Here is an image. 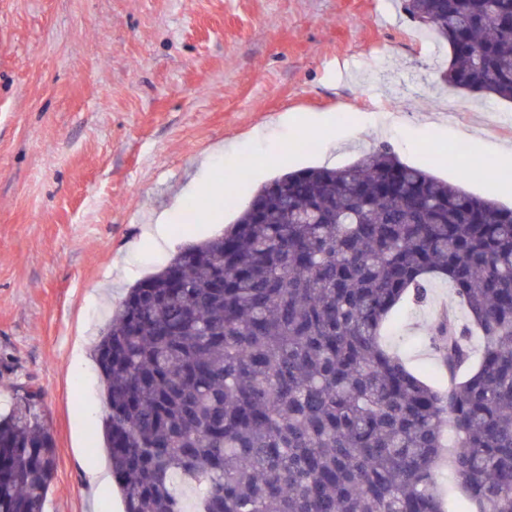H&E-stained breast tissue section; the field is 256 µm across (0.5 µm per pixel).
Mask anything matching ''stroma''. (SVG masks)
<instances>
[{
	"mask_svg": "<svg viewBox=\"0 0 512 512\" xmlns=\"http://www.w3.org/2000/svg\"><path fill=\"white\" fill-rule=\"evenodd\" d=\"M449 57L398 0H0V411L15 387L42 392L57 453L45 512H122L116 485L83 475L108 466L95 346L127 288L223 232L273 177L386 143L412 166L441 155L439 178L512 206L448 161L463 131L486 154L512 148V103L444 84ZM287 115L345 135L325 145ZM359 118L380 131L357 132ZM218 146L243 174L225 179ZM263 153L280 164L258 172ZM190 200L200 217L175 224L166 252L143 242L153 217ZM444 306L465 315L439 282L427 306L400 308L386 345L435 372Z\"/></svg>",
	"mask_w": 512,
	"mask_h": 512,
	"instance_id": "1",
	"label": "stroma"
}]
</instances>
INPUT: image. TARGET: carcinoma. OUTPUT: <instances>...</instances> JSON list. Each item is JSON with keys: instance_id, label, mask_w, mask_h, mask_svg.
<instances>
[{"instance_id": "1", "label": "carcinoma", "mask_w": 512, "mask_h": 512, "mask_svg": "<svg viewBox=\"0 0 512 512\" xmlns=\"http://www.w3.org/2000/svg\"><path fill=\"white\" fill-rule=\"evenodd\" d=\"M448 42L442 81L512 102V0H401ZM386 145L264 184L220 235L129 288L96 346L124 512H512V207ZM435 280L443 376L383 336ZM481 338L473 359L469 337ZM41 392L0 415V512H44ZM455 440L445 439L447 428Z\"/></svg>"}]
</instances>
